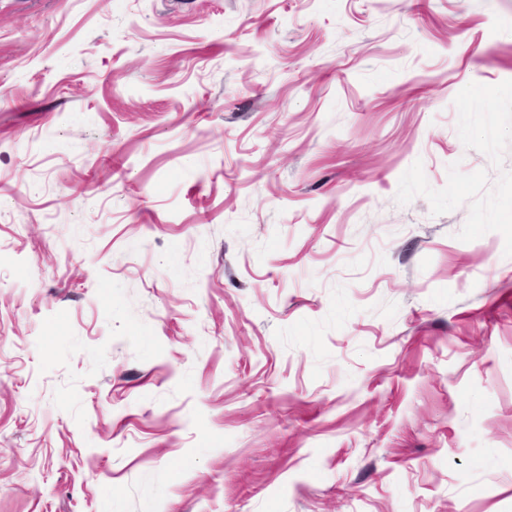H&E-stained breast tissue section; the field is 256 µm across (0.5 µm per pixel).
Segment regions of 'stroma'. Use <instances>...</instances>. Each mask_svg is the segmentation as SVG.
<instances>
[{
  "label": "stroma",
  "instance_id": "stroma-1",
  "mask_svg": "<svg viewBox=\"0 0 512 512\" xmlns=\"http://www.w3.org/2000/svg\"><path fill=\"white\" fill-rule=\"evenodd\" d=\"M0 512H512V0H0Z\"/></svg>",
  "mask_w": 512,
  "mask_h": 512
}]
</instances>
